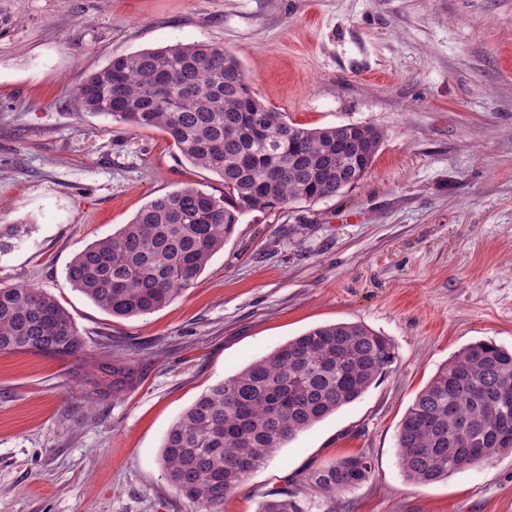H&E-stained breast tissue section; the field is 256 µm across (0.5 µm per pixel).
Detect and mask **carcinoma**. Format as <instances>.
I'll list each match as a JSON object with an SVG mask.
<instances>
[{"label": "carcinoma", "instance_id": "obj_1", "mask_svg": "<svg viewBox=\"0 0 512 512\" xmlns=\"http://www.w3.org/2000/svg\"><path fill=\"white\" fill-rule=\"evenodd\" d=\"M83 112L167 133L177 158L216 174L217 197L194 186L158 196L116 233L66 265L71 286L115 318L160 310L190 288L224 249L242 216L339 195L372 168L383 141L373 125L299 127L265 106L237 58L193 42L118 55L75 89ZM90 353L51 294L0 288V352L80 359L90 400L118 398L139 379L126 352ZM395 360L390 340L361 323L327 324L278 346L202 393L167 432L168 482L204 512H223L298 433L358 400ZM512 350L471 343L438 368L397 430L406 481L424 486L512 455ZM374 470L363 454L310 471L301 483L324 497L349 492ZM259 512H308L300 491L268 492Z\"/></svg>", "mask_w": 512, "mask_h": 512}]
</instances>
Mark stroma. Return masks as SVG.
<instances>
[{
    "instance_id": "obj_1",
    "label": "stroma",
    "mask_w": 512,
    "mask_h": 512,
    "mask_svg": "<svg viewBox=\"0 0 512 512\" xmlns=\"http://www.w3.org/2000/svg\"><path fill=\"white\" fill-rule=\"evenodd\" d=\"M207 42L268 107L306 128L371 124L375 162L328 199L255 211L194 285L118 319L65 267L153 198L219 177L158 129L79 111L73 88L115 55ZM0 288L28 284L70 313L90 350L142 372L89 402L75 359L0 353V512H200L167 482L165 435L213 384L309 329L364 324L395 361L357 401L299 433L224 501L264 495L336 458L372 477L311 512H512V457L415 487L397 429L466 345L512 348V0H0Z\"/></svg>"
}]
</instances>
